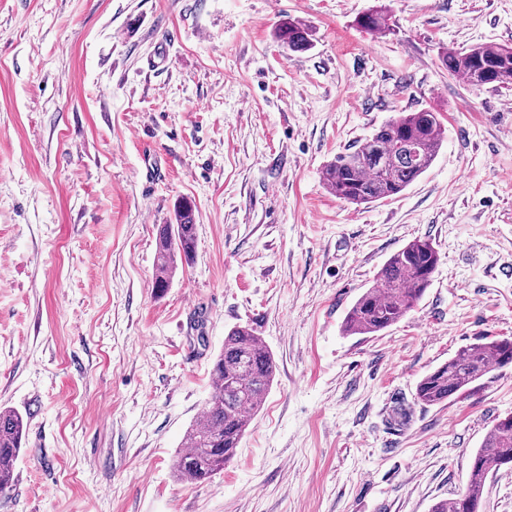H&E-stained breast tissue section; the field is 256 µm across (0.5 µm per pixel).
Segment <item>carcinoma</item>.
Wrapping results in <instances>:
<instances>
[{
	"mask_svg": "<svg viewBox=\"0 0 512 512\" xmlns=\"http://www.w3.org/2000/svg\"><path fill=\"white\" fill-rule=\"evenodd\" d=\"M368 33L390 30L386 8L358 20ZM277 38L292 52L311 46V30L294 19L283 20ZM442 64L448 74L472 86L512 88V47L482 44L466 51H447ZM445 139L438 114L429 109L401 112L376 129L365 141L336 155L323 171L326 188L337 198L362 205L403 192L435 160ZM177 223L163 224L157 234L160 260L154 288H168L178 262L191 263L195 253L196 224L192 208L182 206ZM439 264V254L428 239H414L394 253L378 274L377 286L365 291L343 322L347 336H374L405 317L423 298ZM512 365L509 338L473 343L458 351L417 383V400L440 404L464 393L491 371ZM276 365L272 354L247 327L232 329L216 357L212 374L217 381L200 420L184 433L174 469L179 481L201 484L224 468L259 411L272 385ZM24 418L11 409L0 410V494L12 491ZM512 465V422L498 419L477 449L466 491L435 506L432 512H481L482 490L488 475Z\"/></svg>",
	"mask_w": 512,
	"mask_h": 512,
	"instance_id": "1",
	"label": "carcinoma"
}]
</instances>
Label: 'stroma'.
Returning <instances> with one entry per match:
<instances>
[{"instance_id": "stroma-1", "label": "stroma", "mask_w": 512, "mask_h": 512, "mask_svg": "<svg viewBox=\"0 0 512 512\" xmlns=\"http://www.w3.org/2000/svg\"><path fill=\"white\" fill-rule=\"evenodd\" d=\"M379 7L391 30L362 31ZM287 16L308 51L277 39ZM486 43L512 45V0H0V408L28 417L0 512H431L464 491L512 367L437 405L416 385L512 338V91L442 65ZM421 109L447 137L406 190L327 191L338 153ZM182 204L194 259L160 293ZM417 238L440 254L421 301L343 335ZM239 326L273 384L233 461L177 482ZM177 224H163L157 234V254L160 260L154 278V288L164 291L173 278L178 259L189 264L193 261L196 224L192 208L182 206L176 216Z\"/></svg>"}]
</instances>
